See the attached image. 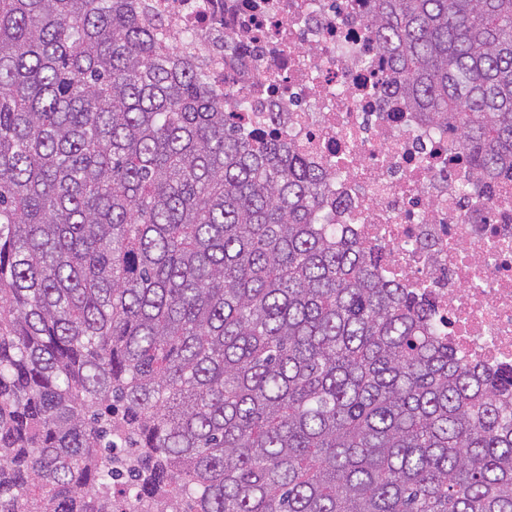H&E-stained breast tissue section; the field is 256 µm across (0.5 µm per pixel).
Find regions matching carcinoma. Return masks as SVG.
Masks as SVG:
<instances>
[{"label": "carcinoma", "instance_id": "obj_1", "mask_svg": "<svg viewBox=\"0 0 512 512\" xmlns=\"http://www.w3.org/2000/svg\"><path fill=\"white\" fill-rule=\"evenodd\" d=\"M138 0H0V512H512L479 370ZM391 82L512 172V0H374Z\"/></svg>", "mask_w": 512, "mask_h": 512}]
</instances>
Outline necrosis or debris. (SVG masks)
I'll return each mask as SVG.
<instances>
[{
    "label": "necrosis or debris",
    "mask_w": 512,
    "mask_h": 512,
    "mask_svg": "<svg viewBox=\"0 0 512 512\" xmlns=\"http://www.w3.org/2000/svg\"><path fill=\"white\" fill-rule=\"evenodd\" d=\"M192 41L241 121L334 174L338 223L386 247V275L425 294L459 357L512 364V176L487 181L441 125L383 85L373 0H146ZM237 49H225L226 40Z\"/></svg>",
    "instance_id": "1"
}]
</instances>
